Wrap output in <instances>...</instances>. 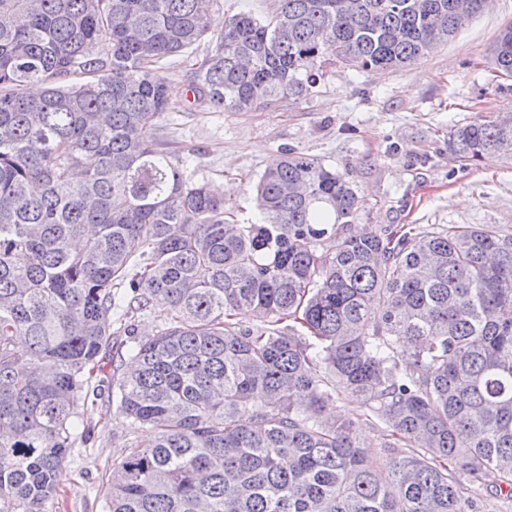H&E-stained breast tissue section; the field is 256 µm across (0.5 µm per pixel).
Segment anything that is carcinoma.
<instances>
[{
	"mask_svg": "<svg viewBox=\"0 0 512 512\" xmlns=\"http://www.w3.org/2000/svg\"><path fill=\"white\" fill-rule=\"evenodd\" d=\"M214 2L0 0V512H53L104 393L128 420L106 512H475L463 474L512 498V235L359 226L351 175L295 150L241 224L145 136L169 107L157 64L210 35L194 91L258 112L335 59L411 65L485 0H279L267 21ZM488 60L512 78V25ZM448 151L511 153L512 110ZM118 309L161 326L139 338ZM339 401L384 425L387 472L326 418Z\"/></svg>",
	"mask_w": 512,
	"mask_h": 512,
	"instance_id": "cac0c4a2",
	"label": "carcinoma"
}]
</instances>
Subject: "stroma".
<instances>
[{"mask_svg":"<svg viewBox=\"0 0 512 512\" xmlns=\"http://www.w3.org/2000/svg\"><path fill=\"white\" fill-rule=\"evenodd\" d=\"M509 24L512 0H490L448 44L408 67L359 72L336 62L313 96L262 112H218L194 95V73L218 47L210 37L163 63L171 105L147 134L182 158L187 179L223 190L244 220L255 215L249 188L294 149L353 175L365 200L359 223L485 224L512 234V160L489 154L465 167L448 152L451 129L512 104L487 59ZM83 413L94 431L66 459L56 512H105L106 483L124 454L127 420L116 403L92 398Z\"/></svg>","mask_w":512,"mask_h":512,"instance_id":"stroma-1","label":"stroma"}]
</instances>
